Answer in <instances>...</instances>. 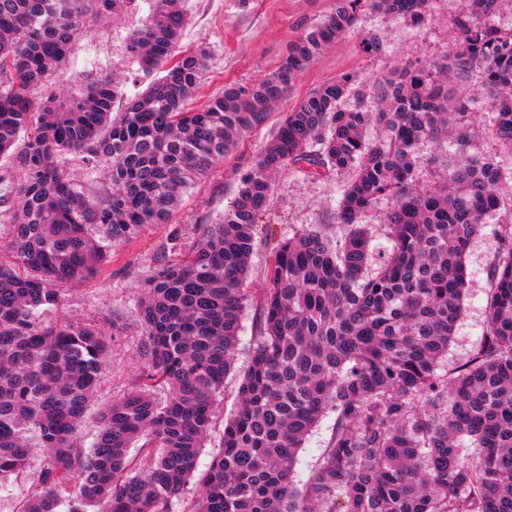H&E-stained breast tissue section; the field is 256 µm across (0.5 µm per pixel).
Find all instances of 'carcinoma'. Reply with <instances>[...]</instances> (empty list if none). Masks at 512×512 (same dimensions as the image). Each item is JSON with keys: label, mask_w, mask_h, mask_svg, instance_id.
<instances>
[{"label": "carcinoma", "mask_w": 512, "mask_h": 512, "mask_svg": "<svg viewBox=\"0 0 512 512\" xmlns=\"http://www.w3.org/2000/svg\"><path fill=\"white\" fill-rule=\"evenodd\" d=\"M505 2L469 0L450 19L453 43L439 61L406 62L378 81V111L341 107L345 77L283 113L224 215L143 281L142 371L99 410L86 449L80 425L112 335L99 324H45L40 311L95 275L112 247L168 223L362 9L420 22L430 0H335L274 71L224 86L200 109L188 103L205 54L174 53L188 21L181 0H153L149 23L130 35L145 87L125 100L110 79L77 95L34 91L90 23L127 0H0V157L23 172L11 183L0 171V201H17L0 244L12 256L0 261V487H26L21 512H173L176 501L181 512H512V227L489 269L483 339L455 371L443 365L463 309L466 251L503 181L474 150L472 98L455 85L481 73L496 97L488 133L512 149V27L496 22ZM448 135L456 160L418 186L416 146ZM68 151L93 172L106 166L95 193L60 169ZM290 164L349 174L336 213L348 232L335 241L312 226L270 252L258 342L199 473L235 366L255 227ZM388 195L392 248L376 257L369 221ZM329 409L328 448L297 487V454ZM36 453L47 463L32 474Z\"/></svg>", "instance_id": "cac0c4a2"}]
</instances>
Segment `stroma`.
Wrapping results in <instances>:
<instances>
[{
    "mask_svg": "<svg viewBox=\"0 0 512 512\" xmlns=\"http://www.w3.org/2000/svg\"><path fill=\"white\" fill-rule=\"evenodd\" d=\"M334 0H186L189 21L177 44V54L205 53V75L192 100L202 107L229 83L247 84L262 78L279 64L289 42L323 21ZM151 0H128L114 17H104L75 41L70 60L50 82V89L71 93L104 77L121 81L123 95L141 90L135 67L125 50L128 36L145 26ZM467 0H433L431 14L413 23L394 15L365 10L354 30L322 52L291 86L281 108L270 111L266 122L253 129L207 178L184 196L171 221L152 224L132 240L114 246L112 260L83 283L74 285L63 305L42 314L43 322L62 319L73 322L112 324L114 334L100 382L80 430L84 443L97 432L100 408L120 398L130 388L143 360L139 352L141 325L136 297L141 281L171 250L185 248L193 225L212 224L221 217L240 187L251 162L274 134L282 110L296 106L321 84L349 77L352 92L342 101L351 108L364 103L376 110L374 84L405 62H431L449 46L448 18L466 11ZM369 37L378 38L379 48L366 46ZM452 152L448 141L424 139L416 150V179L419 185H433L441 163ZM344 176L333 172L310 175L295 166L287 167L274 182L271 210L266 227L258 228L251 259L248 286L260 295L268 283L264 266L271 247L267 230L285 236L320 224L333 236H342L345 225L336 220V209ZM512 226V182L503 181L500 204L485 218L482 231L472 241L466 257L468 289L463 313L457 323L444 363L455 368L466 361L480 343L487 327V281L490 264L499 245V234ZM259 311L256 304L244 310L238 335V355L233 373L224 384V413L234 409L235 394L254 347ZM334 413H326L307 436L298 453L294 471L296 485L305 484L313 474L331 437Z\"/></svg>",
    "mask_w": 512,
    "mask_h": 512,
    "instance_id": "35a3bbf8",
    "label": "stroma"
}]
</instances>
